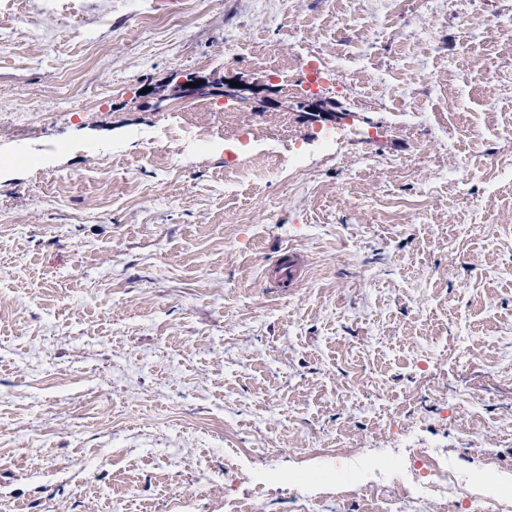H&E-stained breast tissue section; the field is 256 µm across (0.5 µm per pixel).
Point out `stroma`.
Wrapping results in <instances>:
<instances>
[{"label": "stroma", "instance_id": "stroma-1", "mask_svg": "<svg viewBox=\"0 0 512 512\" xmlns=\"http://www.w3.org/2000/svg\"><path fill=\"white\" fill-rule=\"evenodd\" d=\"M511 14L0 0V512H512ZM188 136L189 132L184 128L179 126L177 128L168 126L167 130H165L160 137L156 138L151 136L148 140L153 139V142L162 145L166 149L173 148L174 150H168V153L172 155V157H176L181 155L179 144ZM173 144L175 146H172ZM413 455L418 463L419 474L422 471L426 476H436L447 484L448 489V470L443 472L445 455L438 454L430 448H411Z\"/></svg>", "mask_w": 512, "mask_h": 512}]
</instances>
